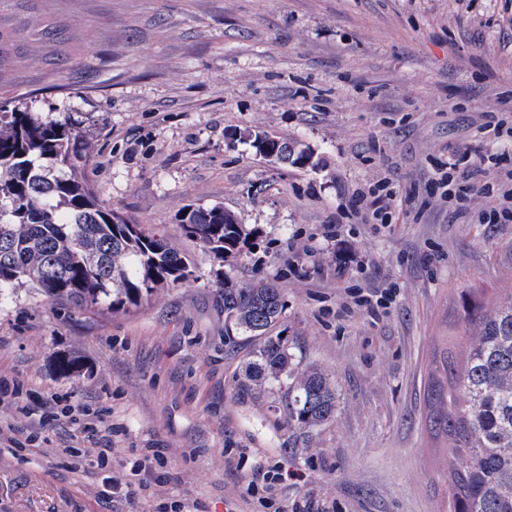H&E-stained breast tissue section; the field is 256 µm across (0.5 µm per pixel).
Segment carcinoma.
Listing matches in <instances>:
<instances>
[{
  "label": "carcinoma",
  "mask_w": 512,
  "mask_h": 512,
  "mask_svg": "<svg viewBox=\"0 0 512 512\" xmlns=\"http://www.w3.org/2000/svg\"><path fill=\"white\" fill-rule=\"evenodd\" d=\"M94 152L80 121L0 97V292L34 288L55 303L119 311L187 279L190 262L165 235L113 212L85 179ZM180 222L220 263L254 236L219 204L187 208ZM222 300L241 333L264 337L248 380L288 378V419L300 427L331 420L337 393L329 375L293 373L281 339L266 335L283 312L277 288L226 282ZM425 403L431 436L454 457L450 512H512V293L492 306L462 301L456 326L434 344Z\"/></svg>",
  "instance_id": "carcinoma-1"
}]
</instances>
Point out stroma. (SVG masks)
<instances>
[{
	"label": "stroma",
	"mask_w": 512,
	"mask_h": 512,
	"mask_svg": "<svg viewBox=\"0 0 512 512\" xmlns=\"http://www.w3.org/2000/svg\"><path fill=\"white\" fill-rule=\"evenodd\" d=\"M0 88L83 121L101 200L163 232L192 270L118 312L0 292V377L22 385L19 405L99 412L117 449L97 466L50 423L0 455V512H147L102 492L146 448L167 454L164 495L202 512H262L245 494L258 460L301 473L279 489L288 510L448 512L428 360L464 298L490 305L512 287V223H477L495 204L478 192L455 217L432 172L474 143L512 156L475 140L485 113L512 121V0H0ZM258 130L309 144L319 166L270 164L248 141ZM384 182L403 199L378 231L351 211ZM213 204L258 233L225 264L180 227L186 206ZM258 280L281 293L273 333L293 365L336 385L317 428L289 420L285 385H244L262 340L227 331L221 294ZM348 287L394 301L374 317ZM67 358L77 372H60ZM228 448L245 451L240 467Z\"/></svg>",
	"instance_id": "stroma-1"
}]
</instances>
